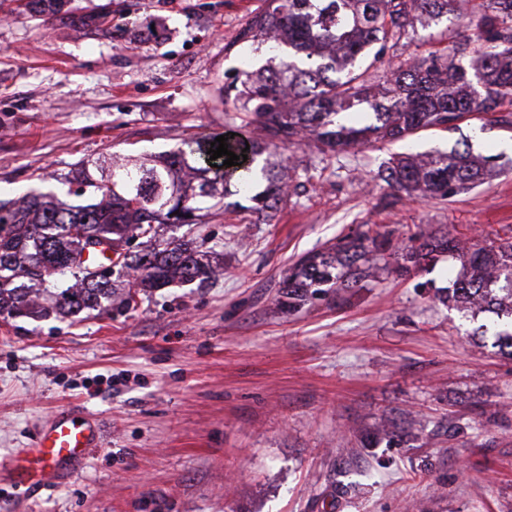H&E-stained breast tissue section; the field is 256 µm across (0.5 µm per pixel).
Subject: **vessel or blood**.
I'll use <instances>...</instances> for the list:
<instances>
[{
	"instance_id": "vessel-or-blood-1",
	"label": "vessel or blood",
	"mask_w": 512,
	"mask_h": 512,
	"mask_svg": "<svg viewBox=\"0 0 512 512\" xmlns=\"http://www.w3.org/2000/svg\"><path fill=\"white\" fill-rule=\"evenodd\" d=\"M98 439L89 418L60 413L41 429L30 448L8 460V480L26 495L49 489L57 471L87 457Z\"/></svg>"
}]
</instances>
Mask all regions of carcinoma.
<instances>
[{"mask_svg":"<svg viewBox=\"0 0 512 512\" xmlns=\"http://www.w3.org/2000/svg\"><path fill=\"white\" fill-rule=\"evenodd\" d=\"M239 38L250 44L274 42L288 53L274 66L242 69L225 94L252 117L260 137L249 149V164L224 165L227 156L210 160L211 144L164 155L133 156L113 170L106 160L82 161L77 203L56 202L51 191L32 190L20 199L0 200V315L30 309L33 286L56 281L68 271L75 284L55 294L64 317L103 308L111 298V274L74 262L82 236L129 242L143 238L139 249L126 252L116 273H126L137 287L161 288L178 279L203 282L212 273L208 253L180 238L154 239L152 224L197 223L200 204L217 207L236 191L251 194V209L269 213L284 197L280 172L261 156L270 148L305 140L322 149L345 150L371 140L398 142L421 131H449L470 115L487 116L504 100L512 101V0H472L474 38L454 48L469 57L463 67L437 55L396 67L385 60L414 21H439L460 15L458 0H266ZM67 0H28L33 13L46 19ZM379 65L383 82L373 90L364 63ZM363 106L374 121L360 127L351 119ZM463 148L420 157L405 154L379 172L386 185L411 199L448 198L472 188L485 174L486 159ZM393 248L386 233L367 230L344 236L336 244L304 255L282 280L283 304L293 309L313 288L336 291L363 287L369 269L361 261ZM400 276L429 264L439 253L456 254L462 272L440 301L472 313L489 312L495 344L512 357V240L493 239L486 246L463 249L449 234L419 230L396 247Z\"/></svg>","mask_w":512,"mask_h":512,"instance_id":"obj_1","label":"carcinoma"}]
</instances>
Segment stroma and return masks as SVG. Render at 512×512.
<instances>
[{
    "mask_svg": "<svg viewBox=\"0 0 512 512\" xmlns=\"http://www.w3.org/2000/svg\"><path fill=\"white\" fill-rule=\"evenodd\" d=\"M264 0H71L41 22L0 7V198L59 180L82 160L118 166L245 131L224 86L265 51L236 37ZM112 15V31L72 23ZM467 20L416 27L387 52H451ZM469 141L490 157L476 187L388 204L382 162ZM288 196L270 217L225 198L190 235L219 266L75 318L0 315V461L59 412L91 418L101 443L36 496L0 487V512H512V358L481 334L492 316L437 300L460 269L398 276L394 257L363 287L281 305L303 255L375 227L512 237V103L411 144L270 156Z\"/></svg>",
    "mask_w": 512,
    "mask_h": 512,
    "instance_id": "stroma-1",
    "label": "stroma"
}]
</instances>
